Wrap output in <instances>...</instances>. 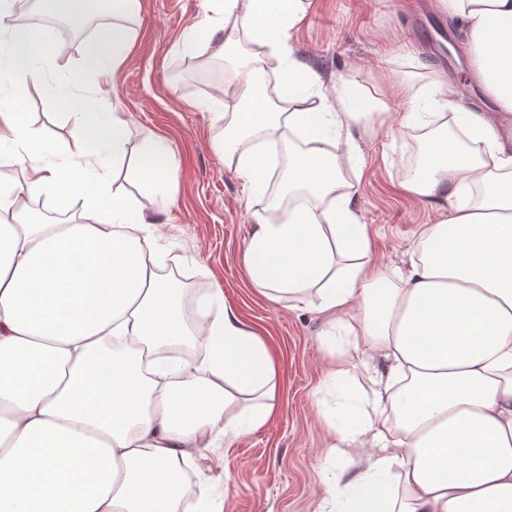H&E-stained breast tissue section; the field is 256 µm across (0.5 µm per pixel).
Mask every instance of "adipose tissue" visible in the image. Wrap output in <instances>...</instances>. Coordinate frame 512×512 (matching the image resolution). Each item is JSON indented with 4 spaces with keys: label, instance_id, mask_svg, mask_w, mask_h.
<instances>
[{
    "label": "adipose tissue",
    "instance_id": "1",
    "mask_svg": "<svg viewBox=\"0 0 512 512\" xmlns=\"http://www.w3.org/2000/svg\"><path fill=\"white\" fill-rule=\"evenodd\" d=\"M16 0H0V85L22 87L46 48L14 33ZM223 24L195 45L247 42L249 69L224 101V160L250 193L270 173L263 150L281 129L303 149L281 181L307 201L254 212L246 247L253 287L323 314L346 345L336 367L362 368L369 404L327 417L330 452L357 455L326 483L315 512H512V142L477 113L450 107L447 78L416 91L395 122L424 130L400 187L449 212L423 225L405 267L370 257L367 226L342 175L362 149L368 108L337 92L289 43L304 0H215ZM467 31L473 67L512 113V0H439ZM269 56L288 70L275 96ZM85 160L50 162L55 146L20 106L0 108V512H187L181 464L199 448L267 424L278 368L267 344L221 293L186 324L169 257L145 209L109 189L123 159L121 112L72 113ZM150 186L174 176L161 144L144 146ZM70 204L67 223L39 221L33 200ZM186 346L194 358L175 359Z\"/></svg>",
    "mask_w": 512,
    "mask_h": 512
}]
</instances>
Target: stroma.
Listing matches in <instances>:
<instances>
[{
	"instance_id": "obj_1",
	"label": "stroma",
	"mask_w": 512,
	"mask_h": 512,
	"mask_svg": "<svg viewBox=\"0 0 512 512\" xmlns=\"http://www.w3.org/2000/svg\"><path fill=\"white\" fill-rule=\"evenodd\" d=\"M410 0H310L306 18L294 35L297 54L322 73L326 83L343 81L362 100L385 105L381 114L362 120V157L346 165L344 176L369 226L373 257L393 269L422 225L438 215L435 203L414 199L399 184L415 165L420 137L413 129L392 127L406 102L397 85L422 87L435 74L447 75L449 96L473 87L477 110L494 112V100L473 75L469 37L454 17L440 13L439 24L455 51L442 55L434 31L414 23ZM213 0H140L126 22L134 38L119 66L88 55L85 37L67 54L43 63L18 93L33 125L58 148L57 162L83 159L88 147L75 135L68 113L95 102L99 111L124 113L128 154L114 171L113 187L132 200H145L158 244L179 256L176 265L185 291L200 295L222 289L241 320L272 349L278 366L276 411L265 426L195 451L185 469L193 492L224 500L228 512H313L325 476L335 471L333 443L324 418L343 403L341 388L327 383L330 347L342 336L325 335L322 315L290 308L288 299L272 301L252 288L245 247L254 229L252 214L265 207L264 195L249 194L227 168L213 143L224 134L214 114L221 97L191 88L190 75L176 74L185 60L197 67L217 65L225 79L247 64L248 51L225 59L216 49L188 48L184 39L199 23L218 20ZM171 151L177 168L174 185L152 191L142 187L134 156L146 142Z\"/></svg>"
}]
</instances>
